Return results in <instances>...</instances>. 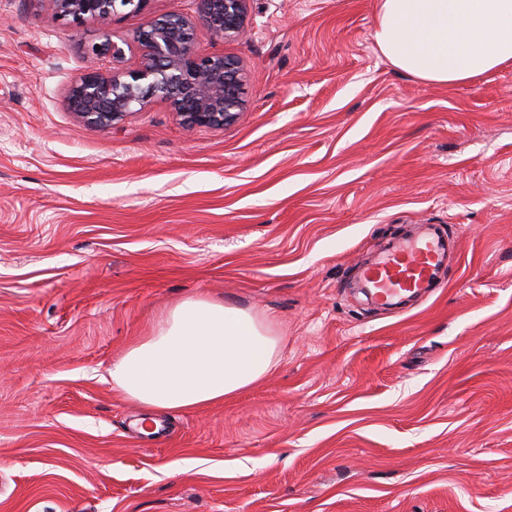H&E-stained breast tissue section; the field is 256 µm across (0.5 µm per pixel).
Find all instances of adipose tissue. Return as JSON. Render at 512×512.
<instances>
[{
	"label": "adipose tissue",
	"instance_id": "ef3b65f1",
	"mask_svg": "<svg viewBox=\"0 0 512 512\" xmlns=\"http://www.w3.org/2000/svg\"><path fill=\"white\" fill-rule=\"evenodd\" d=\"M374 40L396 69L452 85L512 64V0H376ZM278 338L265 320L187 298L113 361L112 387L148 408L223 401L270 373Z\"/></svg>",
	"mask_w": 512,
	"mask_h": 512
}]
</instances>
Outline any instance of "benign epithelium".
I'll use <instances>...</instances> for the list:
<instances>
[{
    "mask_svg": "<svg viewBox=\"0 0 512 512\" xmlns=\"http://www.w3.org/2000/svg\"><path fill=\"white\" fill-rule=\"evenodd\" d=\"M54 16L95 22L106 32L119 11H141L148 0H46ZM249 0H197V18L169 14L148 21L136 35L139 57L128 71L104 73L95 59L123 55L106 40L87 48L83 73L67 89L66 109L83 123L111 128L151 100L168 104L185 127H224L243 107L244 69L222 53H200L194 29L200 24L215 41L242 38L248 31Z\"/></svg>",
    "mask_w": 512,
    "mask_h": 512,
    "instance_id": "7a95c632",
    "label": "benign epithelium"
}]
</instances>
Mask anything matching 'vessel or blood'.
<instances>
[{
  "label": "vessel or blood",
  "mask_w": 512,
  "mask_h": 512,
  "mask_svg": "<svg viewBox=\"0 0 512 512\" xmlns=\"http://www.w3.org/2000/svg\"><path fill=\"white\" fill-rule=\"evenodd\" d=\"M445 254V245L430 235L397 245L362 269V284L380 304H394L431 287Z\"/></svg>",
  "instance_id": "1"
}]
</instances>
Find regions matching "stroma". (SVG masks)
<instances>
[{"label": "stroma", "mask_w": 512, "mask_h": 512, "mask_svg": "<svg viewBox=\"0 0 512 512\" xmlns=\"http://www.w3.org/2000/svg\"><path fill=\"white\" fill-rule=\"evenodd\" d=\"M172 12L0 0V512H512V65L432 85L381 55L375 0H249L245 37L195 35L244 64L234 124L67 112L85 45L127 70ZM424 228L455 243L434 286L367 300L362 266ZM194 296L265 319L273 370L120 398L113 360ZM54 16L70 19L73 23L95 22L102 31H108L119 11L131 8L141 11L148 0H47Z\"/></svg>", "instance_id": "1"}]
</instances>
